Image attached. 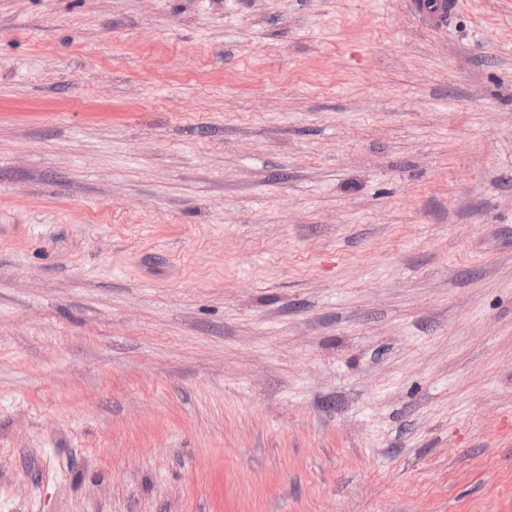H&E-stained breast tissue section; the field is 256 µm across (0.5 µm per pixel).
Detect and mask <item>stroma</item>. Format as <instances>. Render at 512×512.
Returning <instances> with one entry per match:
<instances>
[{"label": "stroma", "instance_id": "1", "mask_svg": "<svg viewBox=\"0 0 512 512\" xmlns=\"http://www.w3.org/2000/svg\"><path fill=\"white\" fill-rule=\"evenodd\" d=\"M0 512H512V0H0ZM412 1H414L412 3L413 11L432 26L444 23L458 9V0H437L446 2H436L438 5L434 10L426 6L427 0Z\"/></svg>", "mask_w": 512, "mask_h": 512}]
</instances>
